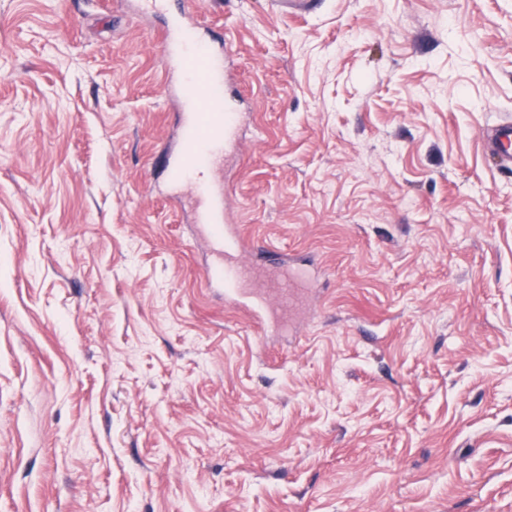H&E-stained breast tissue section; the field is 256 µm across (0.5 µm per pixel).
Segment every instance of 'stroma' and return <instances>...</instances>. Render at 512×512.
I'll return each instance as SVG.
<instances>
[{
  "label": "stroma",
  "instance_id": "obj_1",
  "mask_svg": "<svg viewBox=\"0 0 512 512\" xmlns=\"http://www.w3.org/2000/svg\"><path fill=\"white\" fill-rule=\"evenodd\" d=\"M188 2L311 285L263 333L203 284L168 17L0 0V512H512V0ZM482 140L486 151L501 167H512V121H502L487 128Z\"/></svg>",
  "mask_w": 512,
  "mask_h": 512
}]
</instances>
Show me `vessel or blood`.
<instances>
[{"label":"vessel or blood","mask_w":512,"mask_h":512,"mask_svg":"<svg viewBox=\"0 0 512 512\" xmlns=\"http://www.w3.org/2000/svg\"><path fill=\"white\" fill-rule=\"evenodd\" d=\"M161 47L170 59L197 58L203 66L199 72H180L176 95L182 155L168 177L173 186L188 188L195 208L194 222L211 242L215 259L205 269L206 282L223 287L226 305L235 309L250 306L261 324L272 323L271 313L251 303L249 294L241 288L239 258L248 249L256 262L265 265L282 266L286 260L258 241L240 237L227 219L224 164L237 150L243 116L234 98L224 93L228 71L224 44L216 38H203L197 24L183 14L162 34ZM482 140L501 167H512V121L487 128Z\"/></svg>","instance_id":"vessel-or-blood-1"}]
</instances>
